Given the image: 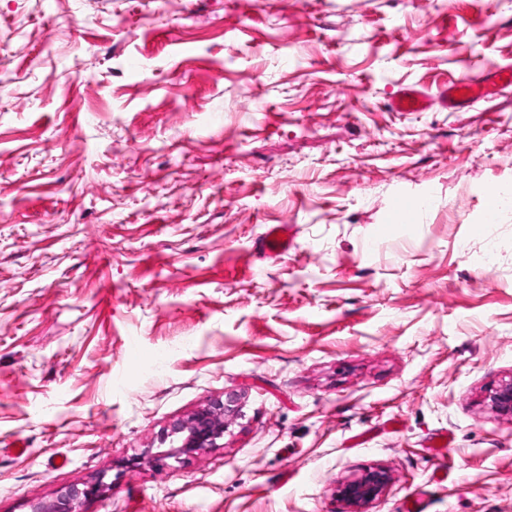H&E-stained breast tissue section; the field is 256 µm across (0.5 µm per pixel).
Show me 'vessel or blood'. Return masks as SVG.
<instances>
[{
    "mask_svg": "<svg viewBox=\"0 0 512 512\" xmlns=\"http://www.w3.org/2000/svg\"><path fill=\"white\" fill-rule=\"evenodd\" d=\"M512 86V67L496 66L482 76L464 75L458 77L438 96L414 88L401 89L391 100L390 106L397 112H427L433 107L453 109L468 106L490 94ZM257 247L266 257L280 256L288 249V235L285 225L271 226L260 237Z\"/></svg>",
    "mask_w": 512,
    "mask_h": 512,
    "instance_id": "obj_1",
    "label": "vessel or blood"
}]
</instances>
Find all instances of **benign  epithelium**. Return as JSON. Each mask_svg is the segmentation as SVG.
Instances as JSON below:
<instances>
[{
	"label": "benign epithelium",
	"instance_id": "7a95c632",
	"mask_svg": "<svg viewBox=\"0 0 512 512\" xmlns=\"http://www.w3.org/2000/svg\"><path fill=\"white\" fill-rule=\"evenodd\" d=\"M239 395L226 393L202 409L198 410L187 420L174 421L167 436L184 435L182 444L176 448L163 451L157 455V461L177 459L181 454H187L202 448H215L217 441L224 437V415L237 411ZM489 401L495 411L512 417V381L505 383L489 395ZM389 481V475L382 470L370 471L349 482L341 490L343 499L351 506L362 507L375 500L384 490ZM93 492V488H80L76 485L60 494L47 508L37 512H79L82 500Z\"/></svg>",
	"mask_w": 512,
	"mask_h": 512
}]
</instances>
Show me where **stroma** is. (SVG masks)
I'll list each match as a JSON object with an SVG mask.
<instances>
[{
	"instance_id": "obj_1",
	"label": "stroma",
	"mask_w": 512,
	"mask_h": 512,
	"mask_svg": "<svg viewBox=\"0 0 512 512\" xmlns=\"http://www.w3.org/2000/svg\"><path fill=\"white\" fill-rule=\"evenodd\" d=\"M508 63L512 0H0V512H512V89L389 108ZM287 225H272L260 237L257 247L259 251L269 258L278 257L288 250ZM239 399L237 393H225L224 399L220 397L211 401L189 419L174 421L167 429V437L186 436L180 446L160 452L156 460L179 459L181 454L217 447V441L224 437V415L237 411ZM388 481L387 472L370 471L346 484L341 490V495L350 506L362 507L375 500L382 493ZM92 492V487L79 488L78 485H74L60 494L47 508L36 512H77L82 500Z\"/></svg>"
}]
</instances>
